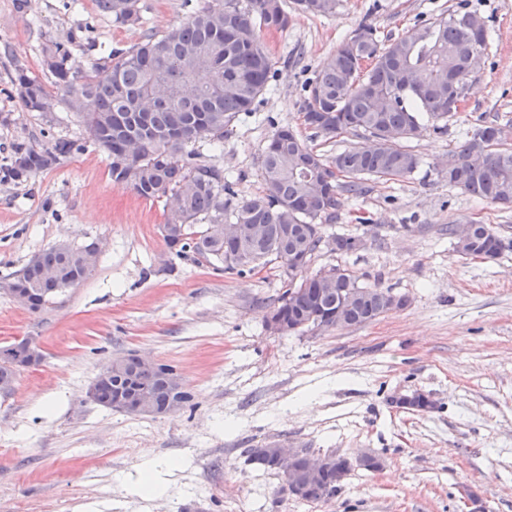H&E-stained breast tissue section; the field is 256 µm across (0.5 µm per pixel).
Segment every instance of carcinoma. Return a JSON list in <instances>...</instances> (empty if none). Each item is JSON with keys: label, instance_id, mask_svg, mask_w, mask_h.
I'll return each instance as SVG.
<instances>
[{"label": "carcinoma", "instance_id": "1", "mask_svg": "<svg viewBox=\"0 0 512 512\" xmlns=\"http://www.w3.org/2000/svg\"><path fill=\"white\" fill-rule=\"evenodd\" d=\"M138 0H95L96 12L130 27L143 26ZM305 14L331 15L338 0H295ZM471 13L452 12L383 46L375 30L363 25L343 42L310 85L301 111L339 112L347 122L313 128L333 140L351 133L372 144L339 150L323 157L289 126L276 129L260 154L265 190L235 204L224 200L231 180L224 168L197 160L185 147L198 142L218 146L236 117L249 113L256 99L270 89L272 61L260 40L262 30L284 31L290 19L281 0H225L224 8L193 5L186 17L168 30L148 31L128 48H107L89 67L75 65L79 25L70 37L46 46L45 65L69 107L83 119L90 140L109 160L112 181L144 199L171 192L175 202L166 223L179 231L164 238L176 256L192 252L224 265L226 271H254L276 261L286 284L272 317L298 333L310 326L327 327V315L348 303L351 323L371 322L390 310L393 293L361 286L349 270L332 266L306 275L307 266H293L288 254L299 251L311 262L322 245L350 254L359 237L326 232L336 218L341 191L361 194L368 178H405L419 160L404 143L415 138L423 121L436 130L464 100L467 79L484 65L488 33L474 39ZM12 89L30 112H45L54 96L27 70L10 76ZM162 84L180 85L186 96L158 92ZM503 128L494 122L475 126L448 154L443 178L448 185L495 204L512 203V145L497 138ZM85 142L55 139L46 149H15L3 179L25 182L40 172L82 153ZM200 220L240 225L237 239L216 237L210 229L189 233ZM497 231L478 224L465 253L500 254ZM88 278L74 255L52 246L29 261L12 283L31 290L38 312L63 289ZM24 340L0 347V389L14 383L17 371L10 354ZM112 375L95 380V402L112 407L115 386L135 376L151 390L154 416L174 400L193 399L185 389L172 392L160 373L138 368L129 355L114 359ZM336 462L321 478L306 484L302 499L320 501L337 490Z\"/></svg>", "mask_w": 512, "mask_h": 512}]
</instances>
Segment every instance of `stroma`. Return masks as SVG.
<instances>
[{"label": "stroma", "mask_w": 512, "mask_h": 512, "mask_svg": "<svg viewBox=\"0 0 512 512\" xmlns=\"http://www.w3.org/2000/svg\"><path fill=\"white\" fill-rule=\"evenodd\" d=\"M70 2L0 0V170L16 147L89 138L65 103L26 111L10 72L23 67L51 82L42 49L79 22L90 25L76 51L87 65L101 46H131L185 16L183 0H139L145 27L130 29L97 15L94 0ZM455 10L480 15L490 40L463 106L447 131L427 125L410 141L421 160L414 174L338 195L334 231L366 245L350 255L320 251L308 266L337 265L408 297L406 308L372 322L271 335L264 317L285 290L277 263L240 274L175 256L160 234L172 196L146 201L115 186L105 154L89 143L29 181H0V345L30 337L44 353L0 391V512H54L64 498L70 512H512V208L437 174L470 127L493 121L512 134V0H339L330 16L290 10L286 31L261 34L273 77L255 112L234 120L222 151L194 150L231 174L240 198L263 192L259 156L277 126L299 128L325 155L361 145L351 134L329 143L303 129L307 85L358 27L372 26L386 45ZM470 222L493 227L508 248L489 262L459 254L448 227ZM62 242L98 243L96 270L39 312L19 306L6 291L14 273ZM130 353L174 365L193 403L155 418L88 398L102 364ZM415 391L437 410L392 405ZM277 443L323 456L371 452L383 468L352 469L334 496L311 503L250 461V449ZM148 461L161 473L162 497L137 486Z\"/></svg>", "instance_id": "obj_1"}]
</instances>
